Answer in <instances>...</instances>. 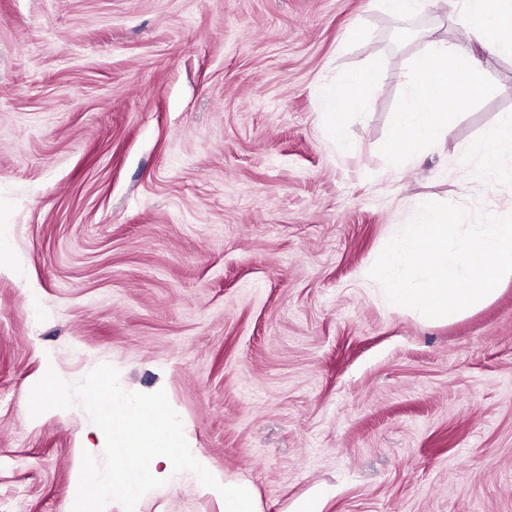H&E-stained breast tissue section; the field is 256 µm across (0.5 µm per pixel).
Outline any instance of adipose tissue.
Wrapping results in <instances>:
<instances>
[{
	"label": "adipose tissue",
	"mask_w": 512,
	"mask_h": 512,
	"mask_svg": "<svg viewBox=\"0 0 512 512\" xmlns=\"http://www.w3.org/2000/svg\"><path fill=\"white\" fill-rule=\"evenodd\" d=\"M459 21L479 38V49L441 44L434 49L431 73L412 78L406 97L393 119L387 145L392 166L433 152L448 133L453 113L465 112L485 91L486 72L478 51L512 53V0H463ZM372 85L370 72L348 74L326 90L325 117L336 133L339 147H346L350 107L363 103ZM512 148V114L502 115L478 146H462L468 163V183L483 184L488 172H498L512 183V168L504 163V149Z\"/></svg>",
	"instance_id": "obj_1"
}]
</instances>
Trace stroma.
<instances>
[{"instance_id": "1", "label": "stroma", "mask_w": 512, "mask_h": 512, "mask_svg": "<svg viewBox=\"0 0 512 512\" xmlns=\"http://www.w3.org/2000/svg\"><path fill=\"white\" fill-rule=\"evenodd\" d=\"M476 46L448 0H0V512H70L94 425L32 418L46 364L165 390L260 512H512V277L441 323L367 273L426 202L512 214L459 148L512 113V54L441 149L391 168L414 62ZM368 70L340 151L324 85ZM135 512H224L183 472Z\"/></svg>"}]
</instances>
